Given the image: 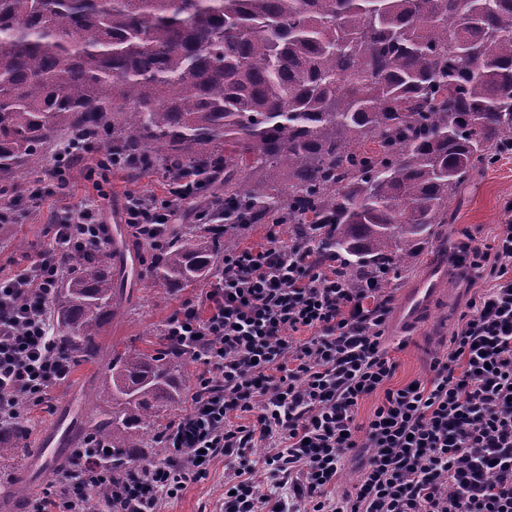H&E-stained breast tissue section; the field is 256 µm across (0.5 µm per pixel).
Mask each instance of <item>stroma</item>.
I'll use <instances>...</instances> for the list:
<instances>
[{
    "label": "stroma",
    "instance_id": "1",
    "mask_svg": "<svg viewBox=\"0 0 512 512\" xmlns=\"http://www.w3.org/2000/svg\"><path fill=\"white\" fill-rule=\"evenodd\" d=\"M95 158H88L71 174L65 197L46 198L40 211L30 214L0 232V277L13 275L36 260L52 236L48 222L50 212L62 207H76L86 198L104 196L105 242L103 252H111L113 237L128 238L121 213L127 193L164 194L165 182L154 171L138 178L124 172L108 173L95 167ZM512 221V154L503 158L464 183L451 206L450 221L436 239L421 246L413 269L397 276L388 284L394 300H401L421 274L431 265L449 261V275L436 304L419 324L399 326L389 320L385 346L395 364L390 387L397 388L431 374L435 358L446 355L449 339L468 303L479 290L489 287V280L480 278L477 271L453 264L452 258L462 243L475 239L485 243L494 237L501 224ZM124 281L126 302L122 310L104 327L99 338L105 354L103 361L87 362L75 357L66 383L56 388L49 399L30 405L27 440L7 465L0 467V512H32L36 501L43 497L50 482L67 469V462L52 468L37 465L31 455L45 434L60 424L64 415H72L73 438L81 440L89 432L101 402L97 397L100 379L108 374L112 351L127 348L149 349L157 343L166 320L183 301L196 296V289L171 292L158 286L147 263L133 252H125ZM24 486L22 495H15L14 486ZM224 502V460L216 458L208 476L191 484L177 498L168 500L163 512H220Z\"/></svg>",
    "mask_w": 512,
    "mask_h": 512
}]
</instances>
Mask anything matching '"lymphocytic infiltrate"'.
I'll return each mask as SVG.
<instances>
[{
	"label": "lymphocytic infiltrate",
	"mask_w": 512,
	"mask_h": 512,
	"mask_svg": "<svg viewBox=\"0 0 512 512\" xmlns=\"http://www.w3.org/2000/svg\"><path fill=\"white\" fill-rule=\"evenodd\" d=\"M93 152L101 169H117L101 143L62 146L43 180L0 188V224L39 209L43 184L64 190L75 162ZM206 190L204 177L183 173L167 195L128 194L123 221L162 244L178 212ZM102 215L93 198L52 213L51 247L0 278V429L70 374L50 333L49 302L74 262L101 250ZM464 250L491 285L462 314L431 377L398 388L388 385L395 365L383 346L385 289L347 287L335 256L316 258L273 233L225 254L207 287L165 324L167 341L201 367L187 408L162 433L166 461L116 480L111 449H74L71 470L34 512H86L103 484L111 512H162L219 456L224 512H512V224ZM378 392L380 405L356 424L359 402ZM245 415L251 424H241ZM259 446L266 454L256 462ZM358 448L368 451L358 483L332 496L345 456ZM258 470L274 493L260 490Z\"/></svg>",
	"instance_id": "lymphocytic-infiltrate-1"
}]
</instances>
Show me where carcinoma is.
Masks as SVG:
<instances>
[{
    "instance_id": "carcinoma-1",
    "label": "carcinoma",
    "mask_w": 512,
    "mask_h": 512,
    "mask_svg": "<svg viewBox=\"0 0 512 512\" xmlns=\"http://www.w3.org/2000/svg\"><path fill=\"white\" fill-rule=\"evenodd\" d=\"M88 134L203 174L234 208L217 236L141 242L163 287L273 221L360 288L413 266L459 187L507 153L512 0H0V182ZM119 307L111 257L85 261L58 283L56 346L97 360ZM190 386L168 349L112 354L90 435L116 475L165 458L161 419Z\"/></svg>"
}]
</instances>
